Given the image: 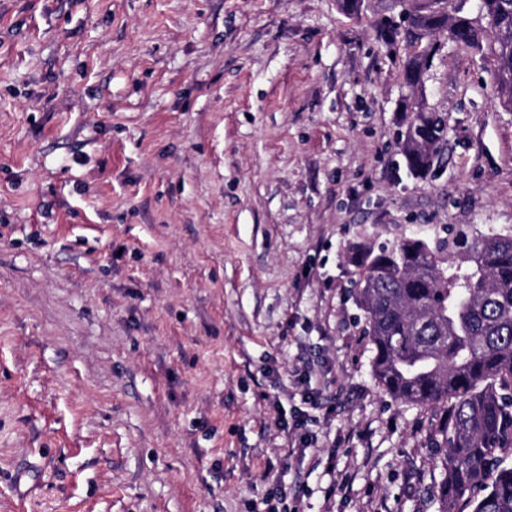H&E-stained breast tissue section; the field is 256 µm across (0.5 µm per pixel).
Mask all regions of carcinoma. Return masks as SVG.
<instances>
[{"mask_svg":"<svg viewBox=\"0 0 512 512\" xmlns=\"http://www.w3.org/2000/svg\"><path fill=\"white\" fill-rule=\"evenodd\" d=\"M379 21L388 44L406 51L403 78L423 85L439 47L432 32L494 57L495 84L512 106V0H478L476 15L448 13L449 0H398ZM496 35L483 41V23ZM399 135L409 173L429 174L442 150L444 119L417 102ZM431 242L408 237L350 262L378 386L396 401L440 409L442 477L431 487L440 512H512V232L445 229Z\"/></svg>","mask_w":512,"mask_h":512,"instance_id":"carcinoma-1","label":"carcinoma"}]
</instances>
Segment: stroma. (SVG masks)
I'll return each instance as SVG.
<instances>
[{
  "label": "stroma",
  "mask_w": 512,
  "mask_h": 512,
  "mask_svg": "<svg viewBox=\"0 0 512 512\" xmlns=\"http://www.w3.org/2000/svg\"><path fill=\"white\" fill-rule=\"evenodd\" d=\"M391 6L0 0V512H439L349 259L511 231L512 112L436 31L411 176ZM414 100L404 103V109L415 111V118L405 132L399 135L402 152L409 173L415 177L429 174L432 158L442 150L441 135L444 132V119L439 112H425Z\"/></svg>",
  "instance_id": "obj_1"
}]
</instances>
